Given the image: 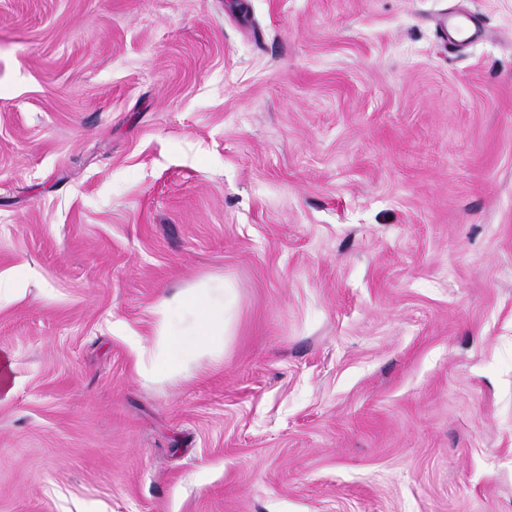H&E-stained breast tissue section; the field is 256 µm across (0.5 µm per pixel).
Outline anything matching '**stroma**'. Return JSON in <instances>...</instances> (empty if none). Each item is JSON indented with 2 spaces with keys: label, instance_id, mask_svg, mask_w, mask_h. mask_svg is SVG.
Here are the masks:
<instances>
[{
  "label": "stroma",
  "instance_id": "1",
  "mask_svg": "<svg viewBox=\"0 0 512 512\" xmlns=\"http://www.w3.org/2000/svg\"><path fill=\"white\" fill-rule=\"evenodd\" d=\"M0 274V512H512V0H0ZM479 19L475 17H464L457 21V23L450 30L448 26V41L453 42L455 38L453 36V32L462 33L465 35L462 42L465 41H475L483 37V25L478 22ZM223 279H211L172 298H163L153 310L156 334L146 351L144 375L174 372L204 353H224V311L231 303Z\"/></svg>",
  "mask_w": 512,
  "mask_h": 512
}]
</instances>
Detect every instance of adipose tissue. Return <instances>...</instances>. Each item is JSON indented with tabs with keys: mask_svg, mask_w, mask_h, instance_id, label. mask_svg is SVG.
<instances>
[{
	"mask_svg": "<svg viewBox=\"0 0 512 512\" xmlns=\"http://www.w3.org/2000/svg\"><path fill=\"white\" fill-rule=\"evenodd\" d=\"M231 293L223 280L211 279L172 298L162 299L154 309L156 334L147 351L144 373L176 371L202 354L224 353V312Z\"/></svg>",
	"mask_w": 512,
	"mask_h": 512,
	"instance_id": "ef3b65f1",
	"label": "adipose tissue"
}]
</instances>
